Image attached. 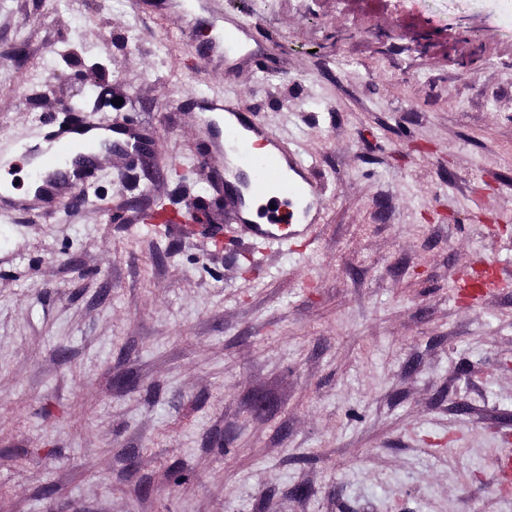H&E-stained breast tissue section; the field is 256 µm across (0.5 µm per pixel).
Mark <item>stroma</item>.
Listing matches in <instances>:
<instances>
[{
	"instance_id": "stroma-1",
	"label": "stroma",
	"mask_w": 512,
	"mask_h": 512,
	"mask_svg": "<svg viewBox=\"0 0 512 512\" xmlns=\"http://www.w3.org/2000/svg\"><path fill=\"white\" fill-rule=\"evenodd\" d=\"M222 7L261 67L131 0H0V135L69 104L150 140L0 220V512H512V287L476 282L512 280V0ZM216 93L313 164L311 234L231 232Z\"/></svg>"
}]
</instances>
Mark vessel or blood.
<instances>
[{"label":"vessel or blood","mask_w":512,"mask_h":512,"mask_svg":"<svg viewBox=\"0 0 512 512\" xmlns=\"http://www.w3.org/2000/svg\"><path fill=\"white\" fill-rule=\"evenodd\" d=\"M181 35L201 40L202 56L214 71L253 36L251 25L224 17L218 0H160ZM190 118L200 138L207 142L203 160L210 188L224 198L241 234L255 240L281 239L280 222L258 224L246 217L250 201L269 199L298 206L292 235L306 234L321 200L322 189L312 166L255 121L236 99H203ZM142 137L132 127L109 123L64 120L52 127L30 129L25 141H0V172L11 173L17 159L32 167L30 195L12 194L0 184V217L49 213L87 184L103 153L113 145L135 148Z\"/></svg>","instance_id":"vessel-or-blood-1"}]
</instances>
